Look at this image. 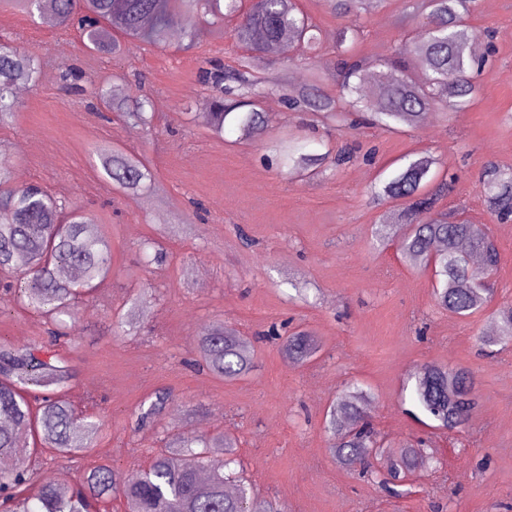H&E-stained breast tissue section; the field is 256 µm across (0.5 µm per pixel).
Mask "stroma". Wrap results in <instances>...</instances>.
I'll use <instances>...</instances> for the list:
<instances>
[{
  "instance_id": "stroma-1",
  "label": "stroma",
  "mask_w": 512,
  "mask_h": 512,
  "mask_svg": "<svg viewBox=\"0 0 512 512\" xmlns=\"http://www.w3.org/2000/svg\"><path fill=\"white\" fill-rule=\"evenodd\" d=\"M298 2L322 34L319 57L304 60L295 50L277 57L300 85L320 59L334 58L344 21L325 0ZM411 10V0H384L362 17L358 55L374 61L398 34L417 32ZM171 24L177 32L165 46L97 55L84 50L76 29L0 6V41L41 59L39 84L19 93L13 123L0 128V154L17 183H40L95 213L112 243V276L81 304L71 330L76 377L66 392L77 412L103 426L93 448L72 457L34 449L32 437L21 435V445L34 450L36 482L71 484L103 462L131 479L170 435L191 430L236 439L260 496L288 512H512V348L480 354L491 310L460 318L438 308L430 270L405 263L395 243L373 236L400 203L371 196L406 162L434 158L438 177H457L438 208L487 226L500 253L495 300L512 301V220L491 218L480 183L488 164L512 169V0H495L471 16L492 58L466 111L432 113L427 128L393 132L364 124L331 134L312 113L289 110L270 93L276 107L261 142L241 140L230 128L214 136L207 125L212 94L197 81L204 60L231 65L241 55L234 22L201 24L187 50L182 16ZM68 70L76 84L64 80ZM104 83L131 99L148 96L153 128L102 111L89 91ZM289 132L328 136L373 158L282 174L264 156ZM112 146L145 157L154 183L113 190L95 156ZM147 238L166 252L162 267L148 271L139 255ZM143 288L152 297L137 310L133 333L114 336L113 321ZM286 321L314 336L317 359L301 367L283 359L266 332ZM213 323L251 342L256 359L248 375L225 382L193 366L197 338ZM47 340L45 319L0 289V344ZM427 363L472 372L480 404L465 429L430 428L406 413L407 377ZM352 380L370 390L368 416L386 445L422 439L434 450L435 463L395 491L380 483L389 471L383 461L362 476L331 454L323 417ZM162 389L173 398L162 425L137 427L140 405Z\"/></svg>"
}]
</instances>
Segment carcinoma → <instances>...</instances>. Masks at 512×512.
<instances>
[{
	"mask_svg": "<svg viewBox=\"0 0 512 512\" xmlns=\"http://www.w3.org/2000/svg\"><path fill=\"white\" fill-rule=\"evenodd\" d=\"M4 0L18 5L30 16H51L62 25L77 22L84 48L114 54L122 46H163L169 40L168 16L177 12L187 21L184 37L194 43L198 22L206 15L216 19L237 18L235 34L245 55L235 66L219 60L201 70L211 85L212 112L209 128L218 138L233 127L246 140L261 138L265 114L258 105L257 81L249 69L254 59L272 53L275 45L289 42L306 54L320 43L318 26L297 6L296 0ZM333 14L348 22L336 35V59L331 76L341 94L322 91V76L313 72L303 85H279L272 91L289 94V101L340 130L350 112L371 110L375 122L393 130L414 128L430 111L463 112L477 90L475 70L479 64L469 45L476 31L468 17L476 0H416L412 17L425 32L403 35L389 54L368 64L354 58L352 49L360 38L359 19L378 7L380 0H327ZM418 69L417 78L409 71ZM40 59L9 44L0 43V126L12 122L19 104L16 90L40 81ZM379 85L380 95L367 102L361 86ZM95 96L121 113L131 125L151 123L150 102H130L112 96L99 86ZM306 144L289 136L277 149L279 166L289 170L314 171L328 158L338 166L354 158V151L340 147L336 153L305 151ZM103 178L122 190H136L153 179L151 169L136 154L105 149L96 151ZM432 158L409 161L375 190L376 195L403 200V223L407 232L398 244L402 259L414 266L432 268L436 305L467 318L484 310L494 299L493 284L475 287V281L492 279L500 261L498 249L486 225L455 220L437 213L438 198L453 190L454 182H442L427 195ZM485 202L491 214L502 221L512 217V171L491 166L483 178ZM11 278L24 304L44 315L51 324L50 337H67L78 304L112 274L111 246L96 227V217L37 183L14 185L6 160L0 159V275ZM492 316L498 330L479 338L493 350L512 343V302L496 306ZM270 335L282 340L281 351L294 365L316 354L311 336L295 331L286 336L272 327ZM197 365L224 381H234L254 367L255 351L243 338L222 325L206 326L197 341ZM75 373L68 356L55 349L35 346L0 347V512H98L99 503L116 491L126 501V512H286L276 502L248 491L243 475L224 473L234 462V441L201 435H179L173 446L156 455L149 467L127 483L108 464L85 472L68 491L42 484L27 493L33 477L23 457L18 435L29 432L34 440L62 457L75 456L92 447L100 432L98 422L76 415L64 398ZM409 414H421L448 431L472 420L478 407L474 377L466 368L439 364L423 365L411 376ZM169 395L155 394L141 412L139 424L157 421L166 410ZM369 392L352 384L325 413V425L333 439L331 451L347 468L368 472L373 450L383 447L366 416ZM432 449L417 441L400 449L391 466V477L412 473ZM193 457L194 465L184 459Z\"/></svg>",
	"mask_w": 512,
	"mask_h": 512,
	"instance_id": "cac0c4a2",
	"label": "carcinoma"
}]
</instances>
